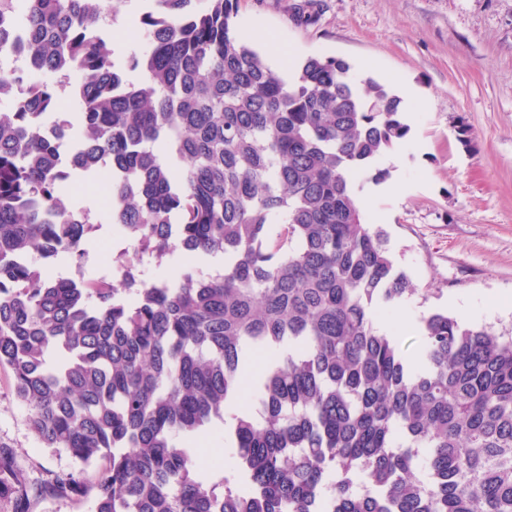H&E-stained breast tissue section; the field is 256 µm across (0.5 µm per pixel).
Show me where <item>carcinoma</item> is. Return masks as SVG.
Masks as SVG:
<instances>
[{
    "label": "carcinoma",
    "instance_id": "obj_1",
    "mask_svg": "<svg viewBox=\"0 0 512 512\" xmlns=\"http://www.w3.org/2000/svg\"><path fill=\"white\" fill-rule=\"evenodd\" d=\"M153 2L122 66L110 0H0L49 76L0 75V368L31 430L104 464L95 512H512V335L430 310L416 371L378 325L419 288L352 175L387 178L403 99L331 55L287 79L236 36L239 0ZM69 89L61 126L82 150L66 166L42 127ZM76 176L112 184L133 253L110 279L33 260L81 267L94 225L68 203ZM176 254L178 279L144 277L143 258L159 271ZM216 255L224 273H204ZM250 349L274 358L219 460L208 427ZM40 489L83 484L58 471ZM28 493L0 447V496Z\"/></svg>",
    "mask_w": 512,
    "mask_h": 512
}]
</instances>
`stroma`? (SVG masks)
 <instances>
[{
  "instance_id": "1",
  "label": "stroma",
  "mask_w": 512,
  "mask_h": 512,
  "mask_svg": "<svg viewBox=\"0 0 512 512\" xmlns=\"http://www.w3.org/2000/svg\"><path fill=\"white\" fill-rule=\"evenodd\" d=\"M148 2L114 0L107 33L119 60L145 36L126 39L116 29ZM235 25L267 31L262 52L285 77L308 56L333 55L355 78L413 91L409 136L382 162L396 192H374L360 175L355 197L366 214L382 213L395 260L419 288L405 308L419 316L454 299L479 311L481 324L512 331V309L489 306L512 296V0H239ZM111 188L100 181L73 194L102 224L86 243L88 274L111 265L124 246L100 212ZM28 417L9 370L0 369V445L31 479L75 471L85 491L31 496L27 512H95L99 467L44 447Z\"/></svg>"
}]
</instances>
